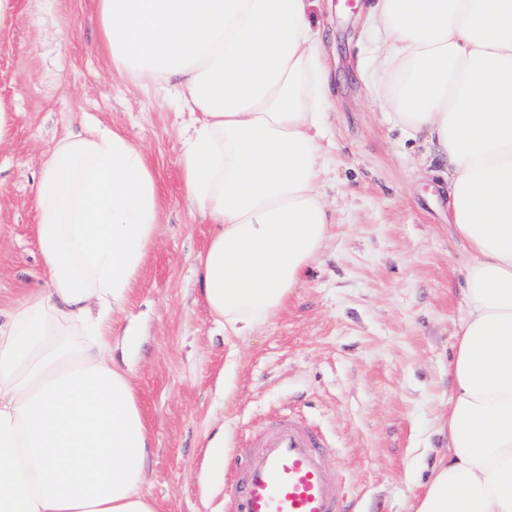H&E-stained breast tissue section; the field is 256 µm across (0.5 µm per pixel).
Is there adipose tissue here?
Masks as SVG:
<instances>
[{"mask_svg":"<svg viewBox=\"0 0 512 512\" xmlns=\"http://www.w3.org/2000/svg\"><path fill=\"white\" fill-rule=\"evenodd\" d=\"M316 2L97 0L113 73L200 115L184 197L216 227L198 277L230 336L284 309L330 236ZM366 18L381 105L446 160L448 222L473 258L448 453L410 512H512V0H370ZM36 210L46 288L0 311V512H157L150 429L112 358V312L158 232L157 176L125 133L86 128L49 148Z\"/></svg>","mask_w":512,"mask_h":512,"instance_id":"1","label":"adipose tissue"}]
</instances>
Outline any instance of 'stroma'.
I'll use <instances>...</instances> for the list:
<instances>
[{
  "label": "stroma",
  "instance_id": "1",
  "mask_svg": "<svg viewBox=\"0 0 512 512\" xmlns=\"http://www.w3.org/2000/svg\"><path fill=\"white\" fill-rule=\"evenodd\" d=\"M365 2L320 0L314 18L333 102L322 139L330 238L287 307L245 338L225 335L196 274L214 227L183 195L192 114L113 75L96 0H13L0 21V110L13 117L0 144V309L45 286L35 195L53 141L86 125L121 130L158 178L156 240L112 314L114 354L151 432L158 512H226L230 475L208 472L209 447L223 438L236 461L275 413L327 436L351 512H408L442 450L471 257L449 230L427 136L406 138L375 95Z\"/></svg>",
  "mask_w": 512,
  "mask_h": 512
}]
</instances>
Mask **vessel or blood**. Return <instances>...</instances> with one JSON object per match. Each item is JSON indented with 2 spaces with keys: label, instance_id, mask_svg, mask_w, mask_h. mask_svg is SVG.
I'll use <instances>...</instances> for the list:
<instances>
[{
  "label": "vessel or blood",
  "instance_id": "b4317fda",
  "mask_svg": "<svg viewBox=\"0 0 512 512\" xmlns=\"http://www.w3.org/2000/svg\"><path fill=\"white\" fill-rule=\"evenodd\" d=\"M254 448L234 473L230 512H348L334 451L304 420L270 417Z\"/></svg>",
  "mask_w": 512,
  "mask_h": 512
}]
</instances>
